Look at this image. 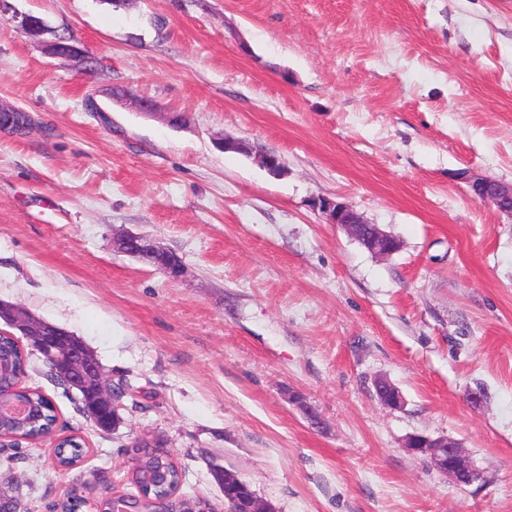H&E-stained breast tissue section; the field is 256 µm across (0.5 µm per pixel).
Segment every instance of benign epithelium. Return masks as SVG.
<instances>
[{"mask_svg":"<svg viewBox=\"0 0 512 512\" xmlns=\"http://www.w3.org/2000/svg\"><path fill=\"white\" fill-rule=\"evenodd\" d=\"M77 52L76 45L62 39L49 45V54L60 59H67ZM459 179L468 184L477 201L512 217V183L475 178L467 171L459 173ZM316 209L324 215L327 223L340 227L355 239L364 240L381 256L391 255L400 248L396 238L369 224L345 202L320 198L317 200ZM112 246L134 258L156 260V268L172 278L182 272L181 259L173 257L171 251L140 235H122L112 241ZM0 308L4 309L8 325L19 332L32 350L43 356L47 365L65 382L68 389L83 394L85 416L98 427L112 426V418L117 415L120 407V398L113 387L112 377L105 373L98 359L89 352L86 343L66 330L42 323L16 304L4 303ZM375 393L386 406L396 408L402 403L400 392L384 378L376 380ZM28 412L27 405L11 402L0 394V417L9 415L22 419ZM405 447L416 455L426 457L431 466L459 486L472 485L481 478L472 459L451 438L430 439L413 435L406 440ZM221 487L224 496L234 497L240 512H272L268 503L257 497L236 476L224 475Z\"/></svg>","mask_w":512,"mask_h":512,"instance_id":"1","label":"benign epithelium"}]
</instances>
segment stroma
<instances>
[{"label": "stroma", "instance_id": "35a3bbf8", "mask_svg": "<svg viewBox=\"0 0 512 512\" xmlns=\"http://www.w3.org/2000/svg\"><path fill=\"white\" fill-rule=\"evenodd\" d=\"M57 37L80 56L49 55ZM4 110L30 126L0 127V300L131 389L100 432L32 354L28 385L88 454L61 471L49 442L0 447L28 512L135 493L140 439L214 512L217 468L274 512H512V217L457 177L512 182V0H0ZM322 197L400 250L325 223ZM123 233L181 276L113 248ZM415 434L459 442L481 480L432 469ZM112 246L134 258L156 259V268L175 278L182 272V260L172 256L171 251L135 234H125L112 241Z\"/></svg>", "mask_w": 512, "mask_h": 512}]
</instances>
